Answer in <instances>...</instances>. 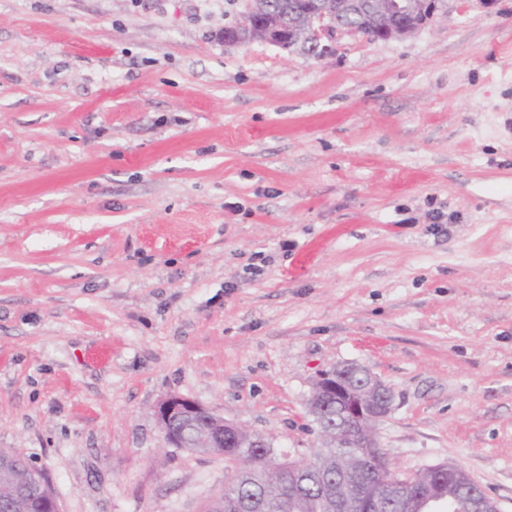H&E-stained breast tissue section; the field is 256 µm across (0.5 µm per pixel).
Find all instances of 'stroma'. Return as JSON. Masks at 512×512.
Instances as JSON below:
<instances>
[{"instance_id": "1", "label": "stroma", "mask_w": 512, "mask_h": 512, "mask_svg": "<svg viewBox=\"0 0 512 512\" xmlns=\"http://www.w3.org/2000/svg\"><path fill=\"white\" fill-rule=\"evenodd\" d=\"M242 9L0 0V448L60 512H202L161 399L306 457L355 362L396 471L512 512V0L322 61L225 46Z\"/></svg>"}]
</instances>
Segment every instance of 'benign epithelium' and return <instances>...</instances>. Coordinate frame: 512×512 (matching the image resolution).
<instances>
[{
	"label": "benign epithelium",
	"instance_id": "benign-epithelium-1",
	"mask_svg": "<svg viewBox=\"0 0 512 512\" xmlns=\"http://www.w3.org/2000/svg\"><path fill=\"white\" fill-rule=\"evenodd\" d=\"M443 0H374L369 6L360 0H303L302 10L306 17V28L297 34L288 31V41H311L318 45V53L312 59L321 61L336 55L339 40L344 36H356L358 31L337 19L339 15L368 12L371 39L390 40L403 38L425 27L435 17ZM242 27L247 37L237 29L226 30L222 35L224 45L239 47L253 41L266 42L282 47L283 36L270 26L268 16L262 13L261 0H248L243 12ZM350 364L336 365L319 373L307 400L313 416L329 402L334 401L341 411L343 422L336 426V446L355 444L365 449V458L371 462L369 472L378 476L383 468L382 444L377 435L371 433L394 410V392L378 376L362 368L365 380L346 381L340 374L346 373ZM155 416L164 442L171 448H222L225 441L235 444L248 434L240 426L224 420L205 406L179 395H169L155 407ZM195 422L202 417L208 427L202 429L195 439L189 441L180 432L170 427L172 418ZM344 507L356 512H379L377 494L359 491ZM474 512H499L497 503L480 485H475Z\"/></svg>",
	"mask_w": 512,
	"mask_h": 512
}]
</instances>
